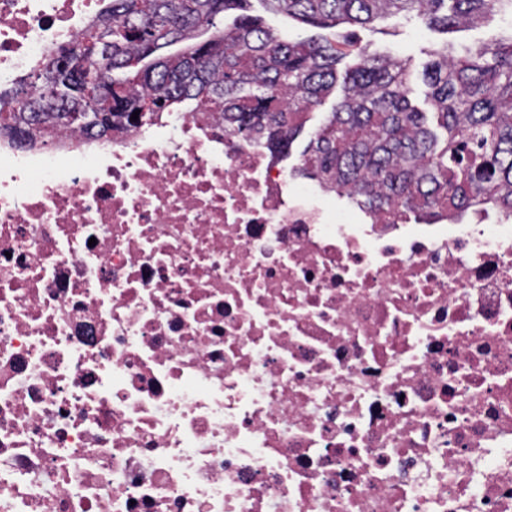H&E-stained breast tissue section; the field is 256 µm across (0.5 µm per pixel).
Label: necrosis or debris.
I'll return each instance as SVG.
<instances>
[{"instance_id": "necrosis-or-debris-1", "label": "necrosis or debris", "mask_w": 512, "mask_h": 512, "mask_svg": "<svg viewBox=\"0 0 512 512\" xmlns=\"http://www.w3.org/2000/svg\"><path fill=\"white\" fill-rule=\"evenodd\" d=\"M103 0H0V92ZM0 512H512V219L296 182L220 113L0 143Z\"/></svg>"}]
</instances>
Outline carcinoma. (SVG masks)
I'll return each mask as SVG.
<instances>
[{
    "instance_id": "carcinoma-1",
    "label": "carcinoma",
    "mask_w": 512,
    "mask_h": 512,
    "mask_svg": "<svg viewBox=\"0 0 512 512\" xmlns=\"http://www.w3.org/2000/svg\"><path fill=\"white\" fill-rule=\"evenodd\" d=\"M248 0H106L99 22L61 48L0 105V139L46 143L62 130L105 135L151 125L194 100L224 114V133L274 156L289 152L306 115L336 88L343 94L304 151L300 173L346 189L378 210L401 205L429 221H454L488 208L512 217V34L462 55L443 44L422 73L426 112L412 103L406 62L344 39L288 41L246 14ZM272 13L323 29L413 15L445 31L483 23L512 0H263ZM239 10L229 30L218 16ZM202 29L214 30L198 40ZM84 67L65 112H38L36 82L50 66ZM112 88V122L80 123L70 112L107 109L98 90ZM139 112L138 119L131 116Z\"/></svg>"
}]
</instances>
